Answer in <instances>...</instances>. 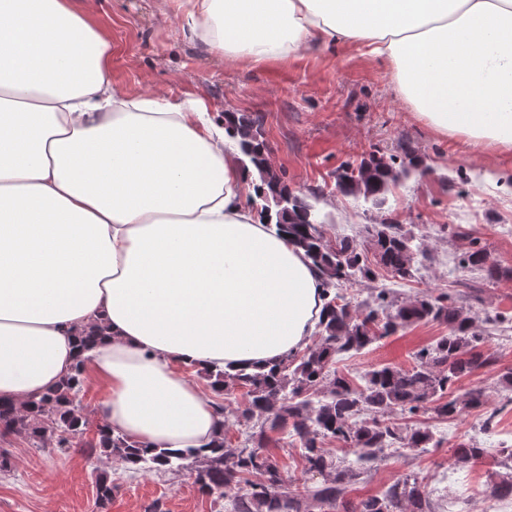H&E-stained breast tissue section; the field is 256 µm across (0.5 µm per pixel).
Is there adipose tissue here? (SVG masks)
<instances>
[{"mask_svg": "<svg viewBox=\"0 0 512 512\" xmlns=\"http://www.w3.org/2000/svg\"><path fill=\"white\" fill-rule=\"evenodd\" d=\"M167 2L208 54L363 47L438 133L512 149V0ZM111 63L70 0H0V401L24 408L80 360L115 431L199 448L218 417L179 366L301 350L322 279L250 207L205 103L126 96Z\"/></svg>", "mask_w": 512, "mask_h": 512, "instance_id": "obj_1", "label": "adipose tissue"}]
</instances>
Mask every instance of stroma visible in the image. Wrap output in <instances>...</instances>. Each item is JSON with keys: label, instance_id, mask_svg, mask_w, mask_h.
Here are the masks:
<instances>
[{"label": "stroma", "instance_id": "1", "mask_svg": "<svg viewBox=\"0 0 512 512\" xmlns=\"http://www.w3.org/2000/svg\"><path fill=\"white\" fill-rule=\"evenodd\" d=\"M74 6L109 34L108 77L126 94L149 91L174 103L200 98L217 123L228 112L258 118L272 165L313 205L325 236H351L363 225L386 221L414 235L415 245L429 254L417 277L400 281L380 274L375 282L352 286L358 300L373 286L404 299L445 292L487 321L485 351L497 362L462 378L455 390L484 391L486 408L500 410L495 428L483 429L485 408L450 421L416 416V423L433 432L437 447L375 463L336 512H350L410 472L443 512H500L503 502L490 487L503 448L512 447V405L503 406L505 393L495 383L512 371V329L490 319L512 316V151L477 149L464 137L440 135L394 91L385 64L354 47L301 50L285 60L254 64L203 54L164 16L163 0H74ZM410 149L426 172L392 185L383 207L337 191L334 174L343 162L371 152L400 158ZM474 245L485 248L491 263L510 269V276L489 282L461 268L460 254ZM447 333L440 323L414 324L336 367L353 376L380 364L408 368L416 351ZM85 442L80 435L65 448L51 441L39 447L19 435H0V512H145L155 502L163 512H224L223 501L203 494L190 469L131 472L103 457L88 458ZM463 442L483 448V458L456 463L452 450ZM101 473L114 485L111 502L103 506L95 485Z\"/></svg>", "mask_w": 512, "mask_h": 512}]
</instances>
